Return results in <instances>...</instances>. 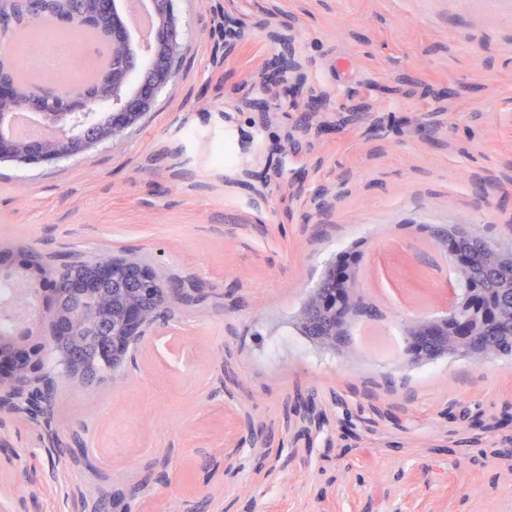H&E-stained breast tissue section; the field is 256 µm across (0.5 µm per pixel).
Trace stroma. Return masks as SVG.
<instances>
[{
  "label": "stroma",
  "instance_id": "1",
  "mask_svg": "<svg viewBox=\"0 0 512 512\" xmlns=\"http://www.w3.org/2000/svg\"><path fill=\"white\" fill-rule=\"evenodd\" d=\"M176 7L189 48L138 127L0 164V248L138 257L201 296L47 415L0 409V512H512V364L382 362L294 326L340 250L371 299L384 265L442 261L436 228L512 246V0ZM288 24L286 105L261 77ZM298 394L324 425L284 422Z\"/></svg>",
  "mask_w": 512,
  "mask_h": 512
}]
</instances>
